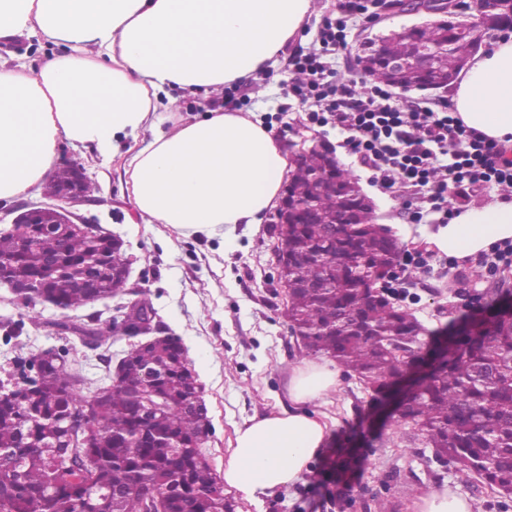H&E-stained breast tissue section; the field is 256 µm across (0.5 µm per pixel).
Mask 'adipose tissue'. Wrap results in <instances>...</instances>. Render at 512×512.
<instances>
[{
	"label": "adipose tissue",
	"mask_w": 512,
	"mask_h": 512,
	"mask_svg": "<svg viewBox=\"0 0 512 512\" xmlns=\"http://www.w3.org/2000/svg\"><path fill=\"white\" fill-rule=\"evenodd\" d=\"M311 10V0H0V39L42 35L65 44L39 70L0 65V199L38 185L57 160V143L114 153L119 135L153 127L152 140L125 163L128 197L152 224L178 234L221 236L263 223L278 207L292 162L262 121L210 109L157 130L162 95L210 93L256 82ZM464 125L488 139H512V36L472 55L448 94ZM512 241V200L463 209L433 242L463 261ZM335 363L303 362L291 405L245 420L222 478L260 501L293 485L325 448L328 423L311 412L339 386Z\"/></svg>",
	"instance_id": "1"
}]
</instances>
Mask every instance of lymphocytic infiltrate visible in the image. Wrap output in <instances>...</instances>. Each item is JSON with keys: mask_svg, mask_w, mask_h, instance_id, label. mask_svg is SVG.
<instances>
[{"mask_svg": "<svg viewBox=\"0 0 512 512\" xmlns=\"http://www.w3.org/2000/svg\"><path fill=\"white\" fill-rule=\"evenodd\" d=\"M292 64L303 76L292 94L299 103L314 105L312 120L350 133L373 178L412 188L420 202L416 220L435 215L448 223L453 217L449 196L512 185V160L505 147L488 142L447 109L403 108L378 85L354 94L348 84L327 81L315 53Z\"/></svg>", "mask_w": 512, "mask_h": 512, "instance_id": "1", "label": "lymphocytic infiltrate"}]
</instances>
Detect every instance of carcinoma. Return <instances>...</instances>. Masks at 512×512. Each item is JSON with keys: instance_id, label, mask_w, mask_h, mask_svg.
<instances>
[{"instance_id": "1", "label": "carcinoma", "mask_w": 512, "mask_h": 512, "mask_svg": "<svg viewBox=\"0 0 512 512\" xmlns=\"http://www.w3.org/2000/svg\"><path fill=\"white\" fill-rule=\"evenodd\" d=\"M448 50L437 55L430 71L415 67L388 75L381 61L365 59L364 73L400 89L435 79H453L475 52L453 15L428 23L385 43L388 59H409L421 45ZM355 179L345 169L326 170V159L313 153L293 169L286 193L307 207L295 222L276 224L273 234L288 241L287 280L291 290L288 319L308 355L334 359L354 374L378 402L406 368L395 343L428 351L435 368L422 376L417 397L396 421L411 427L438 452L456 459L460 470L503 497H512V305L492 297L483 319L459 317L434 330L413 312L389 300H377L364 286L357 266H386L398 246L369 232V213L354 193ZM343 216L348 228L332 233L331 221ZM103 240L80 230L66 242L43 224H19L0 232V264L18 281L33 280L43 262L63 257L74 268L51 282L48 292L63 311L91 302L76 284V275L93 270ZM129 261L112 253V274L102 277L98 292L106 299L125 283L117 270ZM372 330L365 334L363 328ZM119 335L115 324L93 331L100 347ZM194 370L177 337L159 339L122 364L120 384L87 395L75 360L58 353L43 366L40 378L0 380V389L15 384L23 394L0 397V512H71L77 501L101 504L100 512H143L144 494L165 496L168 512H229L224 485L203 453L210 427L187 409ZM150 386L163 397L150 427L141 425L138 393ZM87 414L92 447H79L73 413ZM354 433L339 446L336 467L350 471L358 458ZM93 461L98 476L74 483Z\"/></svg>"}]
</instances>
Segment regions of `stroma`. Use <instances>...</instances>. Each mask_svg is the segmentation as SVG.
<instances>
[{
  "label": "stroma",
  "mask_w": 512,
  "mask_h": 512,
  "mask_svg": "<svg viewBox=\"0 0 512 512\" xmlns=\"http://www.w3.org/2000/svg\"><path fill=\"white\" fill-rule=\"evenodd\" d=\"M340 2L312 0L311 12L298 35L277 62L270 64L263 81L228 86L209 96L171 89L169 99L161 100L158 108L164 118L161 128L169 130L171 120L177 118L202 115L231 96L236 110L253 112L283 146H290L300 133L324 139L341 166L373 199L380 223L394 230L401 254L420 253L427 259L424 268L402 264L393 286L403 294L402 306L433 329L448 322L449 312L473 310L480 292L512 290V267L493 269L490 256L467 265L449 263L447 255L431 242L438 224L412 222L408 213L411 196L373 179L353 152L348 133L310 124L304 108L289 96L297 78L288 65L289 57L319 48L321 30L336 18ZM418 21V16L384 9L376 21L351 20L346 50L324 55L328 72L342 81L353 78L359 71L358 58L371 39ZM65 51L64 45L46 42L38 35L0 39V63L8 66L24 64L36 69ZM151 138L147 129L135 138L120 136L110 160L94 147L76 146L63 139L58 143L57 163L77 161L83 165L92 190L76 206V214L121 237L123 250L132 261V281L143 287L168 332L181 339L203 387L202 398L212 424L206 454L220 474L236 427L252 416L288 405V381L305 354L289 330L270 222L237 225L234 245L228 248L221 237H183L167 225L147 224L136 215L122 189V164L131 151ZM119 304L115 298L65 314L49 304H26L0 285V368L12 370L18 359L66 346L75 351L91 390L101 389L108 367L127 351L126 342L111 339L93 350L75 336L57 334L52 323L64 314L77 324L93 318L109 322L118 317ZM315 409L326 415L335 442L362 429L370 411L369 395L356 378L345 374L338 390L317 402ZM388 429L401 432V439L382 442L375 430H363L359 466L346 476H336L330 467L336 455L333 443L313 462L310 472L261 502H247L231 490L224 499L232 512H377L381 505L387 512H414L420 495L445 488L477 504L480 512H512V499L479 487L455 464L440 461L412 430H400L394 422Z\"/></svg>",
  "instance_id": "obj_1"
}]
</instances>
